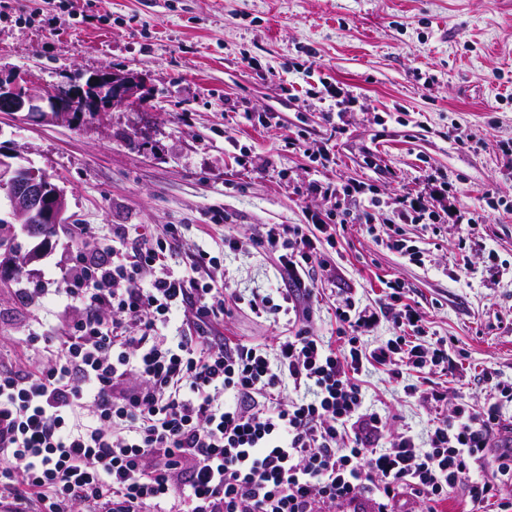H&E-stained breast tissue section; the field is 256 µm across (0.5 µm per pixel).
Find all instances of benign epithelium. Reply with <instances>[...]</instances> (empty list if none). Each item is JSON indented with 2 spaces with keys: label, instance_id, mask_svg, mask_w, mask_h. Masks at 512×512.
<instances>
[{
  "label": "benign epithelium",
  "instance_id": "benign-epithelium-1",
  "mask_svg": "<svg viewBox=\"0 0 512 512\" xmlns=\"http://www.w3.org/2000/svg\"><path fill=\"white\" fill-rule=\"evenodd\" d=\"M145 80L138 74H94L81 90H33L30 78L17 74L9 83L0 81V112H51L62 118L93 116L108 106L137 107L143 100ZM0 187L7 191L9 220L26 225L30 235H40L43 225L56 224L66 211V196L42 171L17 166L0 153Z\"/></svg>",
  "mask_w": 512,
  "mask_h": 512
}]
</instances>
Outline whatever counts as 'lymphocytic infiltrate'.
<instances>
[{"label":"lymphocytic infiltrate","instance_id":"obj_1","mask_svg":"<svg viewBox=\"0 0 512 512\" xmlns=\"http://www.w3.org/2000/svg\"><path fill=\"white\" fill-rule=\"evenodd\" d=\"M310 189L333 199L331 223L314 213L224 242L279 264L282 288L245 301L256 316L288 318L270 352L221 333L243 301L206 250L175 270L177 225H121L107 249L91 246L95 228L79 234L64 294L83 318L52 339L47 364L0 365V512H439L459 487L468 512L493 500L512 512L502 496L512 485L511 382L484 372L489 398L457 399L422 438L365 404L361 376L380 367L421 407L446 399L423 378L455 362L446 341L426 340L402 281L388 283L378 311L342 301L336 342L312 329L310 271L329 270L326 246L361 222L349 203L362 187L346 185L340 202ZM181 310L190 319L169 338ZM382 321L392 336L365 344Z\"/></svg>","mask_w":512,"mask_h":512}]
</instances>
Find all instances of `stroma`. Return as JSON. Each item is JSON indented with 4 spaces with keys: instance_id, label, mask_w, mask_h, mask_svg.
Masks as SVG:
<instances>
[{
    "instance_id": "stroma-1",
    "label": "stroma",
    "mask_w": 512,
    "mask_h": 512,
    "mask_svg": "<svg viewBox=\"0 0 512 512\" xmlns=\"http://www.w3.org/2000/svg\"><path fill=\"white\" fill-rule=\"evenodd\" d=\"M102 70L143 74L146 102L69 121L0 113V150L45 171L67 199L50 241L12 228L34 257L0 272L1 363H47L44 337L79 319L60 293L74 225L106 239L116 224L180 225L182 258L219 257L244 299L224 334L268 347L277 330L246 300L280 287L277 261L226 251L225 239L326 214L330 202L306 194L314 180L365 184L382 224L433 175L448 183L443 205L477 217L476 231L404 224L423 251L415 263L346 225L335 272L311 273L312 326L335 335L337 300L381 304L397 278L430 338L462 359L433 375L435 388L480 405L483 369L512 382V169L499 151L512 138V0H0L1 79L22 72L75 89ZM329 85L352 96L343 119L328 116ZM362 380L367 405L425 433L432 412L385 371Z\"/></svg>"
}]
</instances>
